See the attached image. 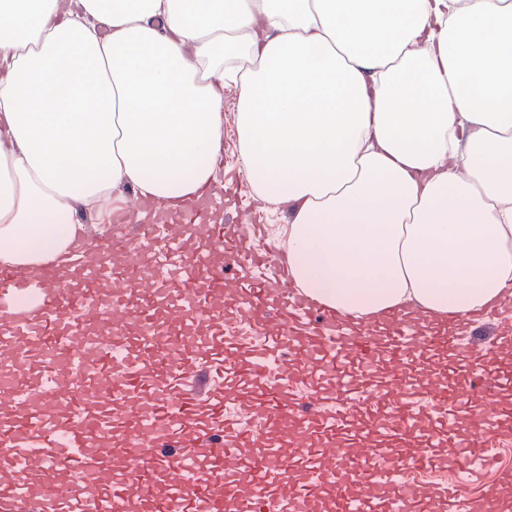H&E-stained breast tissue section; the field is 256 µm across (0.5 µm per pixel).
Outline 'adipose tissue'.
<instances>
[{
  "label": "adipose tissue",
  "instance_id": "ef3b65f1",
  "mask_svg": "<svg viewBox=\"0 0 512 512\" xmlns=\"http://www.w3.org/2000/svg\"><path fill=\"white\" fill-rule=\"evenodd\" d=\"M0 0V266L216 193L225 88L303 296L375 321L512 298V0Z\"/></svg>",
  "mask_w": 512,
  "mask_h": 512
}]
</instances>
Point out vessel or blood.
<instances>
[{"instance_id": "1", "label": "vessel or blood", "mask_w": 512, "mask_h": 512, "mask_svg": "<svg viewBox=\"0 0 512 512\" xmlns=\"http://www.w3.org/2000/svg\"><path fill=\"white\" fill-rule=\"evenodd\" d=\"M242 225L203 200L113 224L98 255L73 250L72 284L0 268V367L26 377L0 392V512H411L410 466H452L437 455L408 402L374 433L391 448L383 470L357 460L346 400L373 406L378 377L411 389L420 355L445 352L486 426L512 422L498 392L512 387V325L480 312L445 322L402 310L372 323L305 300L266 275L270 253L240 246ZM261 337L225 343V320ZM296 361L321 387L293 402L272 370ZM252 388L266 426L253 437L228 424L234 387ZM470 481L494 457L458 438ZM379 491L351 493L361 472ZM430 512H512V473L460 502L431 488Z\"/></svg>"}]
</instances>
